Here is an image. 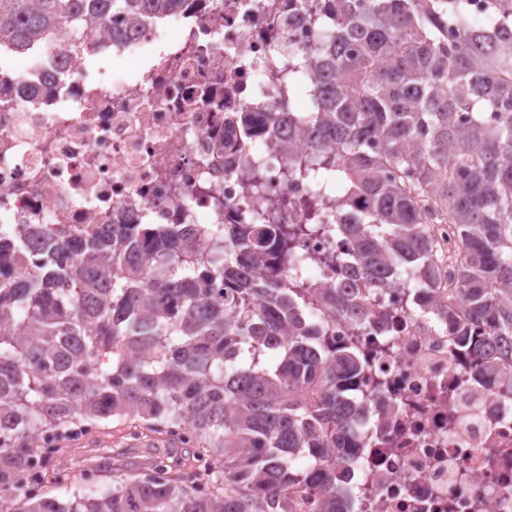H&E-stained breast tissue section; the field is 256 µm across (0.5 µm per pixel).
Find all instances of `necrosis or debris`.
<instances>
[{"instance_id": "necrosis-or-debris-1", "label": "necrosis or debris", "mask_w": 512, "mask_h": 512, "mask_svg": "<svg viewBox=\"0 0 512 512\" xmlns=\"http://www.w3.org/2000/svg\"><path fill=\"white\" fill-rule=\"evenodd\" d=\"M317 29L303 0H185L181 10L116 44L92 22L84 43L94 72L51 54L24 83L0 87V216L9 224H64L73 235L116 224L250 223L254 209L301 223L288 177L284 124L229 134L236 112H284L289 51ZM137 61L108 73L112 56ZM224 152H216L219 142ZM273 156L260 182L247 163ZM310 284L354 258L345 240L312 238ZM450 269L439 264L428 307L393 282L363 322L337 318L325 345L365 358L346 389L363 446L337 467L343 512H512V394L456 353L443 312Z\"/></svg>"}]
</instances>
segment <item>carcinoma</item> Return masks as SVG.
Listing matches in <instances>:
<instances>
[{
  "instance_id": "cac0c4a2",
  "label": "carcinoma",
  "mask_w": 512,
  "mask_h": 512,
  "mask_svg": "<svg viewBox=\"0 0 512 512\" xmlns=\"http://www.w3.org/2000/svg\"><path fill=\"white\" fill-rule=\"evenodd\" d=\"M183 0H0V50L27 53L71 27L122 18L120 42ZM316 41L288 62V111L237 112L240 131L288 120L307 151L303 224H108L74 237L0 224V512H339L338 453L360 447L341 398L360 362L321 345L327 317L369 315L404 280L418 301L460 244L448 323L486 371L512 363V0L478 24L466 0H318ZM452 27L457 39L442 31ZM319 83L311 87L309 75ZM344 210L323 206L330 195ZM211 242L205 253L186 240ZM346 237L341 284H307V239ZM43 253L28 254V241ZM265 278H249L250 267ZM117 424L112 488L60 499L69 476L39 455L45 431ZM187 426L192 441L168 429ZM39 471L41 493L25 482Z\"/></svg>"
}]
</instances>
